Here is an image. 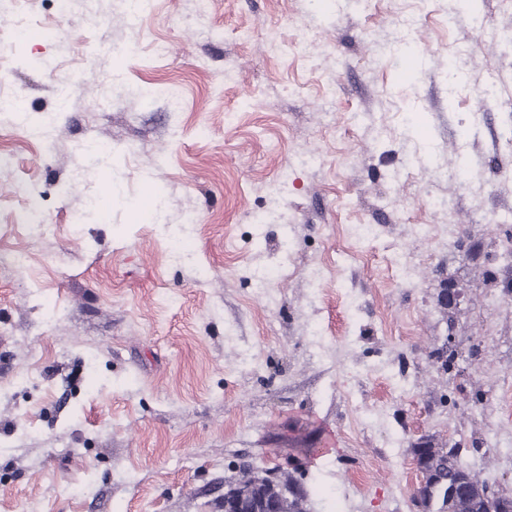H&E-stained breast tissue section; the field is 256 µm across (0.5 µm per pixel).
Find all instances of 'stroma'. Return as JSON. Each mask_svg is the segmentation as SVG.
<instances>
[{
  "label": "stroma",
  "mask_w": 512,
  "mask_h": 512,
  "mask_svg": "<svg viewBox=\"0 0 512 512\" xmlns=\"http://www.w3.org/2000/svg\"><path fill=\"white\" fill-rule=\"evenodd\" d=\"M311 2L211 0L201 16L153 0L134 29L126 0H74L66 18L0 0V36L57 32L0 53V512H223L245 459L302 477L311 512H415L427 435L480 441L470 460L512 494L485 446L512 430L489 392L512 374V296L489 305L484 285L512 215V57L484 33L512 29V0ZM409 13L424 55L405 80ZM272 30L282 54L265 52ZM466 50L499 102L478 108L474 79L449 88ZM158 85L178 106L143 96ZM91 140L112 147L117 197L76 226L105 192ZM303 153L317 164L295 165ZM148 182L154 218L135 210ZM267 269L280 277L256 287ZM449 335L484 345L464 373L427 361Z\"/></svg>",
  "instance_id": "obj_1"
}]
</instances>
